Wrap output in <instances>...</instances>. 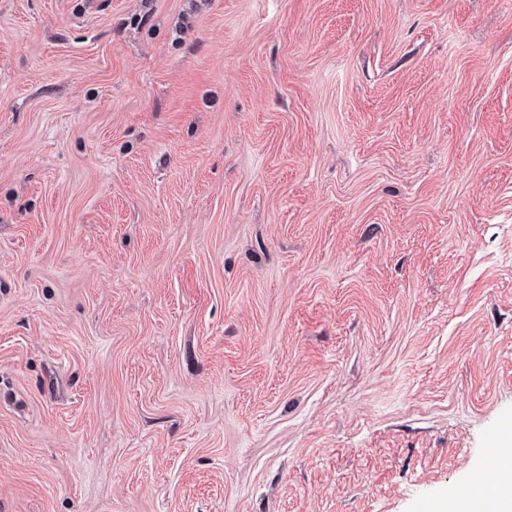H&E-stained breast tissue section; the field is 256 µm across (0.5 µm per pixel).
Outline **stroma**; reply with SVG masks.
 I'll list each match as a JSON object with an SVG mask.
<instances>
[{
  "label": "stroma",
  "instance_id": "35a3bbf8",
  "mask_svg": "<svg viewBox=\"0 0 512 512\" xmlns=\"http://www.w3.org/2000/svg\"><path fill=\"white\" fill-rule=\"evenodd\" d=\"M512 428V0H0V512H453Z\"/></svg>",
  "mask_w": 512,
  "mask_h": 512
}]
</instances>
